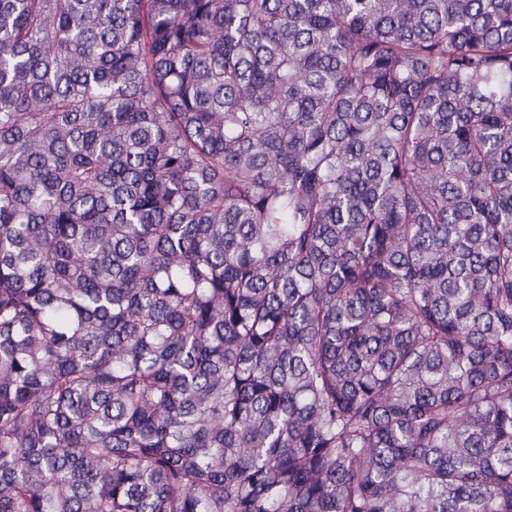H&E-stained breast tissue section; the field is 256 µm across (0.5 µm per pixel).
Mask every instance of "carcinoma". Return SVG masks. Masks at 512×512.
<instances>
[{"mask_svg":"<svg viewBox=\"0 0 512 512\" xmlns=\"http://www.w3.org/2000/svg\"><path fill=\"white\" fill-rule=\"evenodd\" d=\"M0 512H512V0H0Z\"/></svg>","mask_w":512,"mask_h":512,"instance_id":"carcinoma-1","label":"carcinoma"}]
</instances>
